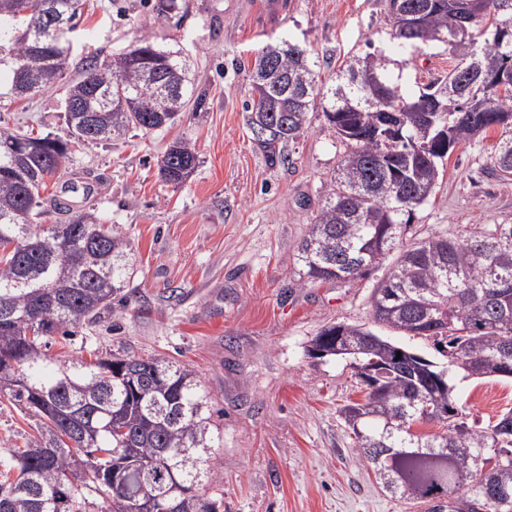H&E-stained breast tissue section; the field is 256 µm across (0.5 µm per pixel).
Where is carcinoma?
I'll list each match as a JSON object with an SVG mask.
<instances>
[{
    "label": "carcinoma",
    "mask_w": 512,
    "mask_h": 512,
    "mask_svg": "<svg viewBox=\"0 0 512 512\" xmlns=\"http://www.w3.org/2000/svg\"><path fill=\"white\" fill-rule=\"evenodd\" d=\"M80 0H0V69L12 73L7 95L31 100L62 79L71 55ZM471 4L474 42L454 37V5ZM400 13H422L425 25L394 31L401 50L444 44L455 65L445 76L405 94L368 53L346 65L344 81L321 93L310 50L277 46L272 67L256 58L248 128L265 125L253 143L271 165L288 161V144L300 137L307 115L322 102L323 115L348 151L327 185L299 257L312 280H347L379 267L396 249L402 227L434 193L453 149L501 128L491 159L499 179L512 180V83L500 89L483 78L512 70V0H389ZM53 24L66 26L59 41L37 40ZM39 45L51 72L39 84L24 65ZM484 102L472 111L473 100ZM203 104L186 64L152 44L109 59L89 56L80 79L68 87L69 138L32 137L0 128V397L42 421L39 436L0 472V512H91L88 494L127 512L122 503L140 497L147 512H167L169 486L185 491L181 512H216L195 493L204 450L213 447L209 395L187 369L134 356L93 363L53 360L42 348L74 328L93 325L100 311L123 298L133 264L131 243L91 211L66 215L47 230L40 219L46 180L71 160L78 142L110 141L132 129L161 130L187 109ZM100 112L92 130L82 113ZM448 130L453 148L430 146ZM199 159L187 140L171 142L158 160L168 184L181 185ZM375 324L404 336L430 338L447 365L388 336L344 326L351 351L341 358L374 362L377 387L364 383L365 402L342 413L357 439V452L374 467L383 488L428 512H512V410L482 427L459 411L454 387L437 378L452 370L464 377L503 376L512 365V224H486L457 237L437 236L399 250L373 288ZM336 326L311 346L336 348ZM421 423L442 430L412 433ZM493 450L496 463L479 478L473 458Z\"/></svg>",
    "instance_id": "obj_1"
}]
</instances>
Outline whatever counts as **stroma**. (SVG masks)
<instances>
[{
    "mask_svg": "<svg viewBox=\"0 0 512 512\" xmlns=\"http://www.w3.org/2000/svg\"><path fill=\"white\" fill-rule=\"evenodd\" d=\"M156 14L151 0H81L66 80L84 57L102 58L150 43L180 53L202 111L162 131L130 130L119 140L78 147L49 179L43 198L73 182V210H94L130 240L134 276L122 304L102 311L57 357L161 358L195 373L211 397L221 437L204 464L199 491L218 512H425L392 496L363 461L341 409L364 398L349 361L312 357V339L329 325L371 326L370 294L381 270L347 281L307 279L298 247L321 206L346 146L321 109L269 165L246 125L251 73L262 48L306 45L319 84L337 81L349 57L382 51L402 88L418 92L447 74L445 46L399 50L388 0H176ZM0 127L67 137L64 89L29 103L0 100ZM492 129L449 157L432 197L417 207L402 240L455 237L463 228L512 224V181L498 179ZM189 140L200 164L183 185L165 183L158 158ZM468 422L485 424L512 408V382L455 377ZM38 417L0 398V460L36 436Z\"/></svg>",
    "mask_w": 512,
    "mask_h": 512,
    "instance_id": "1",
    "label": "stroma"
}]
</instances>
